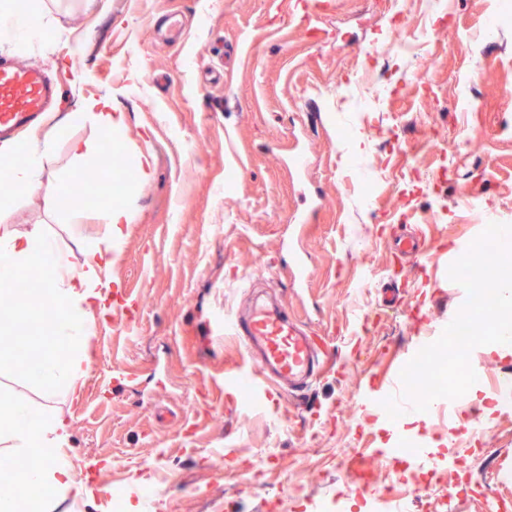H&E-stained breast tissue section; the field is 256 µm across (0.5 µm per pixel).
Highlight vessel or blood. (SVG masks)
Wrapping results in <instances>:
<instances>
[{
  "label": "vessel or blood",
  "instance_id": "obj_1",
  "mask_svg": "<svg viewBox=\"0 0 512 512\" xmlns=\"http://www.w3.org/2000/svg\"><path fill=\"white\" fill-rule=\"evenodd\" d=\"M57 86L40 70L0 63V135L23 130L39 120L58 96ZM225 330L242 336L252 369L231 374L233 386L245 387L248 399H259L272 386L297 394L319 376L320 350L313 338L287 315L254 298L247 313L225 320ZM362 400L369 407L405 414L412 407L402 396L400 378L380 390L368 389Z\"/></svg>",
  "mask_w": 512,
  "mask_h": 512
}]
</instances>
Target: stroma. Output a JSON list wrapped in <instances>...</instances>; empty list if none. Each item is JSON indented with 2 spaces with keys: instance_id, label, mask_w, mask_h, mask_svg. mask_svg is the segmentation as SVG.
<instances>
[{
  "instance_id": "35a3bbf8",
  "label": "stroma",
  "mask_w": 512,
  "mask_h": 512,
  "mask_svg": "<svg viewBox=\"0 0 512 512\" xmlns=\"http://www.w3.org/2000/svg\"><path fill=\"white\" fill-rule=\"evenodd\" d=\"M305 2L44 0L48 39L0 40V61L41 68L63 91L43 131L64 120L69 138L111 150L121 180L111 205L131 215L106 275L119 283L132 324L94 320L78 386L33 384L18 337L0 330V400L60 410L71 425L67 455L99 489L91 502L68 499L56 512H113L107 485L126 489L123 512H135V491L147 485L163 490L156 512H269L271 494L311 507L337 491L348 512H364L392 470L412 512L441 498L448 512H497L512 486V414L496 411L480 387L462 405L480 416L476 435L456 432L444 400L394 423L360 402L467 300L448 269L459 239L485 226L462 207L461 192L512 224V13L494 39L479 41L485 0H454L437 19L422 16L420 0H321L316 10ZM174 15L187 27L170 42ZM407 18L433 33L422 55H375ZM364 70L390 91L365 117L353 111L348 86ZM105 93L123 115L116 141L79 114L84 99ZM422 130L445 136V151L419 138ZM459 134L480 140L479 151H456ZM67 140H57L41 187L0 210V227L44 225L77 270L106 227L53 205L72 167ZM302 150L310 158L303 178L290 164ZM140 155L150 161L144 181L134 178ZM366 157L381 167L372 204L354 176ZM318 195L324 204L315 209ZM303 210L308 222L291 225ZM407 231L422 249L411 270L393 249ZM293 252L308 260L306 284L294 281ZM392 283L394 312L382 307ZM257 294L335 356L306 406L277 394L253 405L224 382L226 371H249V358L234 336L209 344V331ZM405 436L436 460L464 449L460 475L422 482L416 463L392 467L376 456ZM488 470L506 473V484L483 481Z\"/></svg>"
}]
</instances>
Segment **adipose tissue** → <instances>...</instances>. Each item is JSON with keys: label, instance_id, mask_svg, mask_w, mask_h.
<instances>
[{"label": "adipose tissue", "instance_id": "1", "mask_svg": "<svg viewBox=\"0 0 512 512\" xmlns=\"http://www.w3.org/2000/svg\"><path fill=\"white\" fill-rule=\"evenodd\" d=\"M49 33L40 0H0V37L21 43L43 40ZM0 179L12 194L36 190L50 157L38 130L23 139L0 141ZM106 224V236L88 249L81 269L67 267L56 245L42 225L17 233L0 231V290L28 278L40 283L44 306L37 317L58 347L45 351L32 380L39 385L58 384L71 388L86 374L83 350L86 327L95 316L112 311V283L101 279L102 267L112 262V246L124 237L128 212L112 207L97 211ZM71 444L70 425L54 408L33 409L26 401L14 400L0 409V446L32 459L33 469L15 476L14 495L0 496V512H13L15 498L33 504V512H52L67 498L92 499V489L71 465L66 447Z\"/></svg>", "mask_w": 512, "mask_h": 512}]
</instances>
